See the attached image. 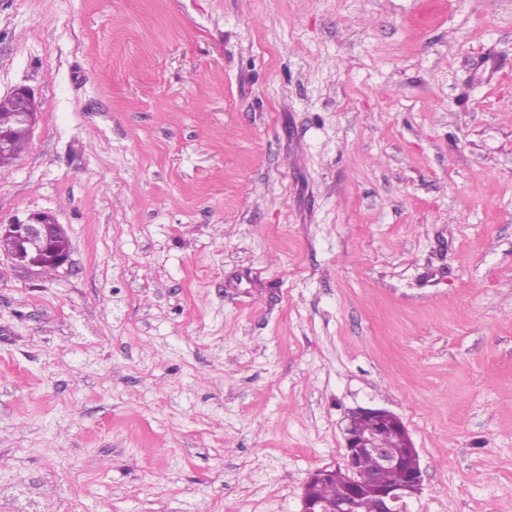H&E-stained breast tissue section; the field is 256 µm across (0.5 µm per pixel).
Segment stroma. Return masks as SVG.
Segmentation results:
<instances>
[{
  "instance_id": "stroma-1",
  "label": "stroma",
  "mask_w": 512,
  "mask_h": 512,
  "mask_svg": "<svg viewBox=\"0 0 512 512\" xmlns=\"http://www.w3.org/2000/svg\"><path fill=\"white\" fill-rule=\"evenodd\" d=\"M21 85L0 512H300L361 407L408 512H512V0H0ZM9 97L0 99V123L3 124L8 121L11 112L12 116V129H23L28 132L30 136L37 122V117L40 112L39 104L37 103L33 92L27 87L16 88ZM15 110V111H14ZM25 134H17L14 138L15 145L11 152L0 154V166L9 165L17 160L25 151L29 137ZM67 237L64 225L55 215L46 211L32 212L23 221L0 224V257L5 256L15 266L36 273H41L50 261L54 266H46L44 272L51 274L69 263L70 252L57 253L50 250L49 245Z\"/></svg>"
}]
</instances>
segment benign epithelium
<instances>
[{
	"label": "benign epithelium",
	"instance_id": "1",
	"mask_svg": "<svg viewBox=\"0 0 512 512\" xmlns=\"http://www.w3.org/2000/svg\"><path fill=\"white\" fill-rule=\"evenodd\" d=\"M10 97L14 103L12 128L32 132L40 112L33 92L22 86ZM66 237L67 231L55 215L46 211L32 212L23 221L0 224V257L36 273L42 272L49 262L59 270L69 263L70 253H57L50 250L49 245ZM359 413L370 421V428L360 432L352 423L346 424L344 466L354 472L357 459L367 456L373 460L375 469L369 478L353 481L336 512H354L356 501L364 493L377 500V512H406L409 493L420 490L423 482L422 470L410 463V458L418 455L417 449L393 413L383 409H361ZM392 440L402 442L406 454L392 453L388 448ZM381 471L392 473L394 480L388 485L380 484L378 473Z\"/></svg>",
	"mask_w": 512,
	"mask_h": 512
}]
</instances>
